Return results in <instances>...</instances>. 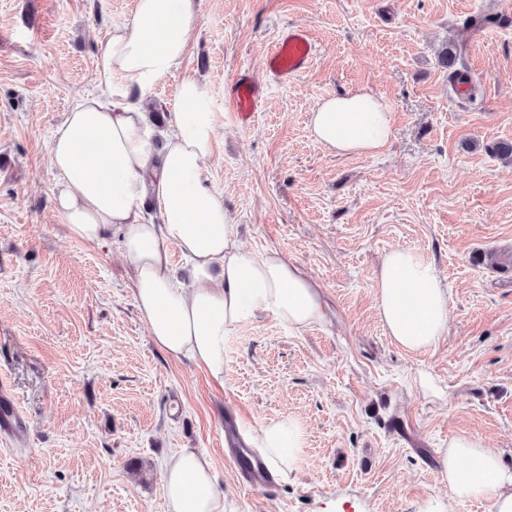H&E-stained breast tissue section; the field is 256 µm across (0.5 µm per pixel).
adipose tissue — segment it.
Masks as SVG:
<instances>
[{"mask_svg": "<svg viewBox=\"0 0 512 512\" xmlns=\"http://www.w3.org/2000/svg\"><path fill=\"white\" fill-rule=\"evenodd\" d=\"M195 30L191 0H137L131 21L116 24L95 64L94 95L55 129L50 163L60 187L53 208L68 234L89 244L118 240L130 267L136 306L155 346L224 380V342L257 312L301 332L324 325L327 305L313 278L276 254L256 256L238 242L224 199L203 174L216 134L206 88L183 77L167 128L146 110L147 92L180 68ZM392 116L358 91L322 99L311 114L314 137L339 154H375ZM181 255L186 276L173 260ZM378 316L400 347L422 351L448 331V292L435 268L395 248L375 279ZM301 431L290 418L264 425L256 446L271 471L287 475ZM451 492L492 495L494 512H512V472L495 452L458 436L439 452ZM169 512H224L210 456L180 451L163 472Z\"/></svg>", "mask_w": 512, "mask_h": 512, "instance_id": "adipose-tissue-1", "label": "adipose tissue"}]
</instances>
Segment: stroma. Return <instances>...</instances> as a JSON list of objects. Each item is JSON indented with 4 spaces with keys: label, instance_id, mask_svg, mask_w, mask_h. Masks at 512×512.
<instances>
[{
    "label": "stroma",
    "instance_id": "obj_1",
    "mask_svg": "<svg viewBox=\"0 0 512 512\" xmlns=\"http://www.w3.org/2000/svg\"><path fill=\"white\" fill-rule=\"evenodd\" d=\"M505 0H195L182 68L146 95L169 116L183 76L204 82L217 145L205 175L244 249L278 253L317 281L326 326L296 333L257 312L225 342L223 383L163 354L118 244L70 238L52 209L49 157L67 112L95 90L98 51L135 0H0V375L24 422L0 433V512H169L166 464L208 454L228 512H493L448 488L437 452L472 436L512 469V18ZM487 18L484 35L467 28ZM306 27L310 67L288 84L263 59ZM472 92L439 54L459 39ZM263 87L249 126L224 84ZM359 89L392 114L374 155L338 154L310 126L319 100ZM400 247L448 290V333L411 352L386 335L374 281ZM295 419L301 447L274 492L240 486L224 424L256 440Z\"/></svg>",
    "mask_w": 512,
    "mask_h": 512
}]
</instances>
